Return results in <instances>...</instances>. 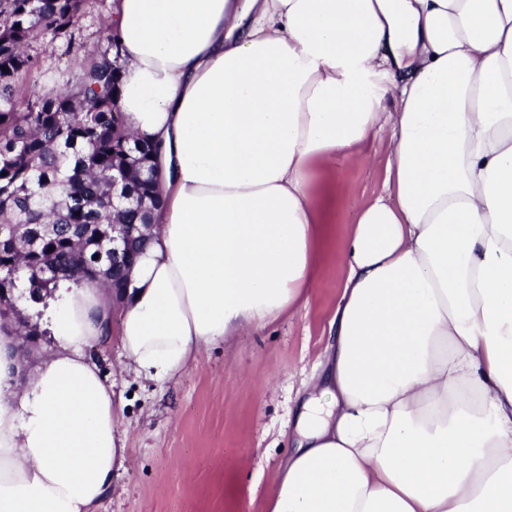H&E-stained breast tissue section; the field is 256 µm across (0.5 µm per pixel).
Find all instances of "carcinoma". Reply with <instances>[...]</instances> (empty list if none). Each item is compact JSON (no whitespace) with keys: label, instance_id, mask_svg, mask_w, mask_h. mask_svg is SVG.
I'll use <instances>...</instances> for the list:
<instances>
[{"label":"carcinoma","instance_id":"carcinoma-1","mask_svg":"<svg viewBox=\"0 0 512 512\" xmlns=\"http://www.w3.org/2000/svg\"><path fill=\"white\" fill-rule=\"evenodd\" d=\"M84 0H0V290L47 291L59 279L112 283V225L149 226L161 200L152 147L130 133L115 104L119 53L107 45L65 90L22 93L15 80L41 68L37 36L66 40ZM129 204L112 212V175ZM62 270L60 278L46 274Z\"/></svg>","mask_w":512,"mask_h":512}]
</instances>
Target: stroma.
<instances>
[{
    "label": "stroma",
    "instance_id": "stroma-1",
    "mask_svg": "<svg viewBox=\"0 0 512 512\" xmlns=\"http://www.w3.org/2000/svg\"><path fill=\"white\" fill-rule=\"evenodd\" d=\"M113 0H86L78 36L105 47ZM34 80L65 88L77 66L64 39L36 38ZM387 143L377 139L358 164L336 158L317 168L315 194H336L337 234L371 198L385 195ZM344 267L330 247L309 305L204 348L173 381L159 385L126 367L117 337L86 348L120 401L128 453L95 512H264L293 429L297 393L320 369L329 322L342 296Z\"/></svg>",
    "mask_w": 512,
    "mask_h": 512
}]
</instances>
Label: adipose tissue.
<instances>
[{
  "label": "adipose tissue",
  "instance_id": "ef3b65f1",
  "mask_svg": "<svg viewBox=\"0 0 512 512\" xmlns=\"http://www.w3.org/2000/svg\"><path fill=\"white\" fill-rule=\"evenodd\" d=\"M116 103L156 144L149 244L112 296L60 284L27 386L0 326V512H94L127 437L86 354L165 383L307 306L333 234L316 167L388 133L337 246L326 363L267 512H512V0H113Z\"/></svg>",
  "mask_w": 512,
  "mask_h": 512
}]
</instances>
